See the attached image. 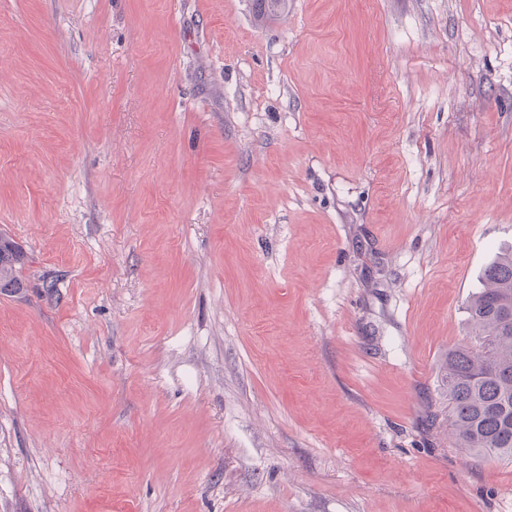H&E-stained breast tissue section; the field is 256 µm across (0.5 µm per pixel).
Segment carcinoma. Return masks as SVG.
Instances as JSON below:
<instances>
[{"instance_id":"carcinoma-1","label":"carcinoma","mask_w":512,"mask_h":512,"mask_svg":"<svg viewBox=\"0 0 512 512\" xmlns=\"http://www.w3.org/2000/svg\"><path fill=\"white\" fill-rule=\"evenodd\" d=\"M256 20L285 9L287 0H254ZM24 253L0 235V291L24 287ZM469 343L448 349L444 365L450 434L479 457L512 458V252L482 273V288L466 305Z\"/></svg>"}]
</instances>
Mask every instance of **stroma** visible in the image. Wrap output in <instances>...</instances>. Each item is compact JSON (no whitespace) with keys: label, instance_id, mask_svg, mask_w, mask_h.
I'll use <instances>...</instances> for the list:
<instances>
[{"label":"stroma","instance_id":"obj_1","mask_svg":"<svg viewBox=\"0 0 512 512\" xmlns=\"http://www.w3.org/2000/svg\"><path fill=\"white\" fill-rule=\"evenodd\" d=\"M1 233L0 512H512V0H0ZM24 262V253L17 244L0 235V291L24 288L18 271ZM469 343L448 350L444 365L450 434L479 457L512 458V252L482 273L466 305Z\"/></svg>","mask_w":512,"mask_h":512}]
</instances>
